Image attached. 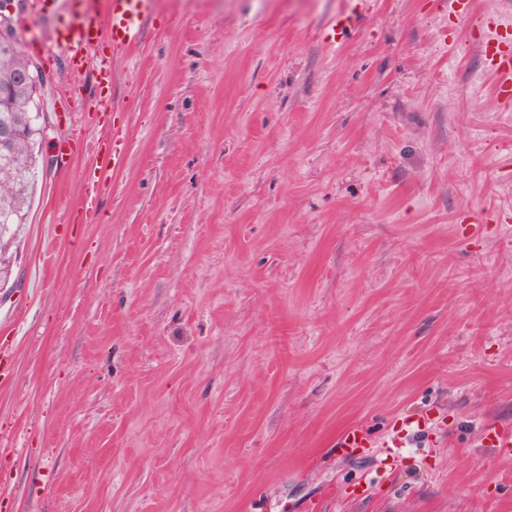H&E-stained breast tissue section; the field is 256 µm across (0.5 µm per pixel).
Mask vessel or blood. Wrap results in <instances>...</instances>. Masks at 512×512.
Masks as SVG:
<instances>
[{
	"instance_id": "b4317fda",
	"label": "vessel or blood",
	"mask_w": 512,
	"mask_h": 512,
	"mask_svg": "<svg viewBox=\"0 0 512 512\" xmlns=\"http://www.w3.org/2000/svg\"><path fill=\"white\" fill-rule=\"evenodd\" d=\"M459 17L466 19L470 40L477 47L485 69L496 78L494 93L500 104H512V22L502 13L477 10L472 0H456ZM153 0H103L102 9L92 7L79 12L62 34L53 40L55 49L67 58L72 71L94 67L100 88L95 109L108 112L113 108L109 93L112 83V62L128 54L141 41L151 14ZM76 155L72 138L59 139L55 146V166L67 173ZM411 422L386 430L379 436H369L364 429L352 427L338 439L337 447L350 454L367 448L374 449L384 459L399 458L408 446ZM483 437L499 457L512 458V430L489 424Z\"/></svg>"
}]
</instances>
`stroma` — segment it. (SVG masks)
<instances>
[{"label": "stroma", "instance_id": "1", "mask_svg": "<svg viewBox=\"0 0 512 512\" xmlns=\"http://www.w3.org/2000/svg\"><path fill=\"white\" fill-rule=\"evenodd\" d=\"M84 2L11 14L49 132L0 286V512H512L481 437L512 427V107L446 0H153L94 123L47 50ZM417 417L388 470L336 450ZM353 28L352 14H344L331 19L327 24L326 39L332 45L340 39L347 40L351 29ZM76 155L75 140L70 137L58 139L55 146V166L59 173H67ZM103 191V184L100 180H87V184L84 189V197L80 205L70 211V213L81 211L84 221L94 219L96 216V210L93 206V202L96 197Z\"/></svg>", "mask_w": 512, "mask_h": 512}]
</instances>
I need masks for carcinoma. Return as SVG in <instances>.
<instances>
[{"label": "carcinoma", "instance_id": "cac0c4a2", "mask_svg": "<svg viewBox=\"0 0 512 512\" xmlns=\"http://www.w3.org/2000/svg\"><path fill=\"white\" fill-rule=\"evenodd\" d=\"M24 52L0 53V129L15 132L12 152H0V278L10 270V249L16 240L15 228L25 223L37 177L36 146L45 138L37 99L39 85L12 81L17 71L27 67Z\"/></svg>", "mask_w": 512, "mask_h": 512}]
</instances>
